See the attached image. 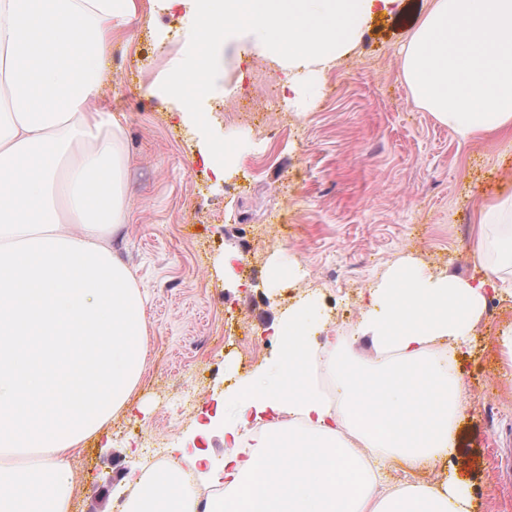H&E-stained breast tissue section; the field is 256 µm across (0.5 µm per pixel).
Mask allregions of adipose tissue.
<instances>
[{
  "label": "adipose tissue",
  "mask_w": 512,
  "mask_h": 512,
  "mask_svg": "<svg viewBox=\"0 0 512 512\" xmlns=\"http://www.w3.org/2000/svg\"><path fill=\"white\" fill-rule=\"evenodd\" d=\"M187 8L195 64L149 94L194 117L215 90L218 43L250 38L285 69H323L396 0H152ZM136 0H0V512H71L69 458L127 408L146 362L145 298L121 257L132 221L131 158L119 114L100 101L112 45ZM412 98L458 140L497 137L512 153V0H431L403 48ZM469 246L481 279L426 273L407 255L369 291L352 335L328 336L313 298L282 312L271 369L226 398L222 500L200 509L174 469L142 484L128 512H473L454 475L388 483L449 462L464 386L449 364L470 340L490 287L512 274V193L486 201ZM42 341L41 367L14 346ZM371 355L359 360L357 347ZM336 377L341 405L321 374ZM263 424L254 438L249 425ZM399 463H393L390 468L387 469V479L390 482L397 481L399 479H403L406 476H409V478L421 480V481H434L436 480L440 475H443L442 473H446L444 469L441 470L440 467H437L434 470H420V471H413L410 473ZM407 473V474H406ZM441 477V476H440Z\"/></svg>",
  "instance_id": "1"
}]
</instances>
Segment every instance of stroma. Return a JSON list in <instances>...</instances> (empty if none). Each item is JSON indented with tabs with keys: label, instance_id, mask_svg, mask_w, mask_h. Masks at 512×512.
<instances>
[{
	"label": "stroma",
	"instance_id": "stroma-1",
	"mask_svg": "<svg viewBox=\"0 0 512 512\" xmlns=\"http://www.w3.org/2000/svg\"><path fill=\"white\" fill-rule=\"evenodd\" d=\"M427 6L399 0L374 15L358 43L293 97L282 69L240 40L221 56L230 96L198 99L204 121L189 124L142 90L183 63V11L138 0L134 39L115 41L103 96L124 116L134 218L122 257L149 295L151 330L128 410L71 455L80 486L71 512H112L139 454L129 430L151 431L168 454L222 457L224 433L208 428L210 416L223 414L237 377L272 359L271 347L244 335L264 333L300 297L333 295L360 314L371 285L405 255L433 272L480 277L468 244L482 205L512 187V154L489 136L459 141L413 102L401 49ZM267 97L268 110L248 125L223 109L227 99ZM267 122L283 136L267 140ZM227 142L240 151L219 182L203 155ZM228 249L240 256L229 273ZM273 261L304 272L267 281ZM498 300L452 361L466 400L451 467L477 512H512V359L499 343L512 295ZM187 389L195 401L184 411Z\"/></svg>",
	"mask_w": 512,
	"mask_h": 512
}]
</instances>
